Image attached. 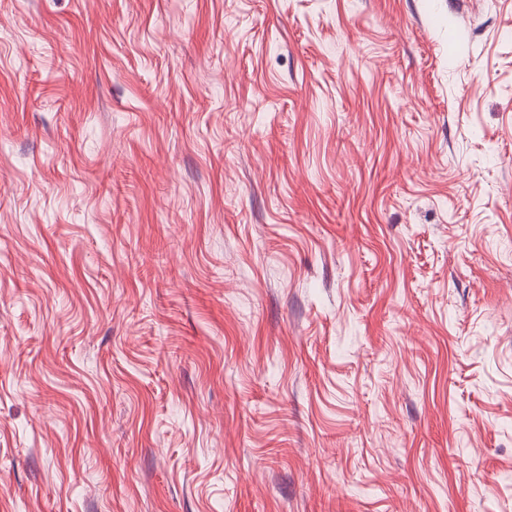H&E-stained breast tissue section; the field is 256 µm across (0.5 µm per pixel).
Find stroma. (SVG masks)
<instances>
[{"mask_svg":"<svg viewBox=\"0 0 512 512\" xmlns=\"http://www.w3.org/2000/svg\"><path fill=\"white\" fill-rule=\"evenodd\" d=\"M0 512H512V0H0Z\"/></svg>","mask_w":512,"mask_h":512,"instance_id":"1","label":"stroma"}]
</instances>
